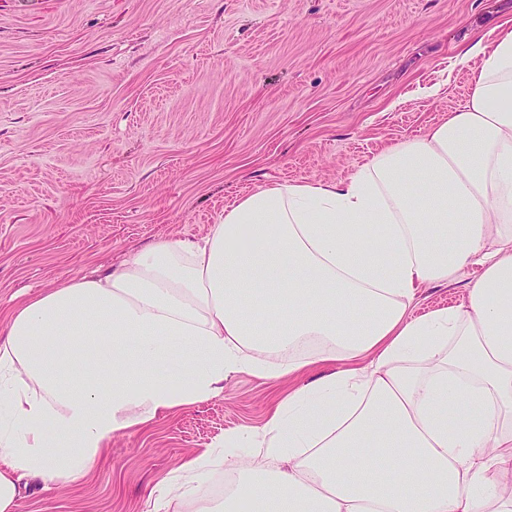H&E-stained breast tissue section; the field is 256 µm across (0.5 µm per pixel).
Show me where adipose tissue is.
Returning <instances> with one entry per match:
<instances>
[{"instance_id":"obj_1","label":"adipose tissue","mask_w":512,"mask_h":512,"mask_svg":"<svg viewBox=\"0 0 512 512\" xmlns=\"http://www.w3.org/2000/svg\"><path fill=\"white\" fill-rule=\"evenodd\" d=\"M462 57L480 61L466 104L347 182L265 187L203 243L161 240L19 303L0 334V512L232 374L312 366L328 372L225 435L268 478L229 462L224 512H512V27ZM472 266L464 304L412 316ZM214 461L187 458L148 512Z\"/></svg>"}]
</instances>
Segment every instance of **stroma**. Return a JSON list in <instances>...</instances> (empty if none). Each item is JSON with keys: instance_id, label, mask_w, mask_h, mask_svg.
<instances>
[{"instance_id": "35a3bbf8", "label": "stroma", "mask_w": 512, "mask_h": 512, "mask_svg": "<svg viewBox=\"0 0 512 512\" xmlns=\"http://www.w3.org/2000/svg\"><path fill=\"white\" fill-rule=\"evenodd\" d=\"M503 22L512 0H0V329L24 292L202 240L268 185L348 180L467 102L461 50ZM477 274L421 289L415 314ZM321 374L230 375L79 482L30 481L19 512H147L187 457Z\"/></svg>"}]
</instances>
